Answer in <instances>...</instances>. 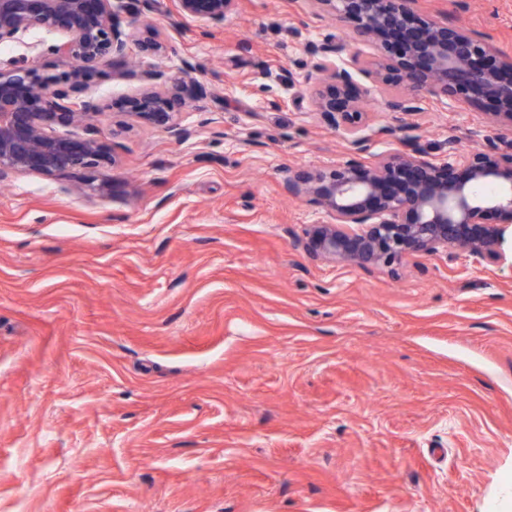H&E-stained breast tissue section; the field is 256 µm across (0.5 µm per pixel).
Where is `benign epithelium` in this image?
<instances>
[{"label": "benign epithelium", "instance_id": "7a95c632", "mask_svg": "<svg viewBox=\"0 0 512 512\" xmlns=\"http://www.w3.org/2000/svg\"><path fill=\"white\" fill-rule=\"evenodd\" d=\"M236 0H170L180 17L221 22ZM351 26L353 40L379 46L381 55L363 64L319 63L314 110L346 135L349 153L330 173L296 170L288 194L306 197L328 217L311 224L303 249L321 260L359 267L393 265L413 254L455 250L488 265L505 259L503 243L512 226V139L490 141L470 154L448 140L444 163L426 159L415 147L418 126L410 121L427 101L451 98L485 111L487 123L512 136V56L490 38L448 19L422 16L417 0H309ZM33 28L64 39L50 50L70 66L65 79L46 77L21 61L0 66V181L38 173L78 178L107 161L100 107L83 95L94 69L131 51L154 57L165 43L149 22L127 29L114 0H0V44ZM406 94L388 100L393 121L379 129L408 145L403 151L363 161L368 141L361 107L368 89L358 76ZM126 113L160 126L177 140L190 132L175 122L172 97L147 90L123 103ZM81 126L83 137L56 133ZM498 223H487L488 216Z\"/></svg>", "mask_w": 512, "mask_h": 512}]
</instances>
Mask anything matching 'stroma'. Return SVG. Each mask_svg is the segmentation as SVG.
Returning <instances> with one entry per match:
<instances>
[{
    "label": "stroma",
    "mask_w": 512,
    "mask_h": 512,
    "mask_svg": "<svg viewBox=\"0 0 512 512\" xmlns=\"http://www.w3.org/2000/svg\"><path fill=\"white\" fill-rule=\"evenodd\" d=\"M168 7L141 65L183 86L189 138L123 114L144 86L118 61L87 89L110 162L0 182V512H512V263L364 269L299 245L326 216L289 173L348 153L307 47L376 48L306 0L205 24ZM418 10L512 55V0ZM59 39L31 30L0 63L61 75ZM392 94L364 100L369 156L402 148L378 133ZM414 122L437 163L498 134L449 99Z\"/></svg>",
    "instance_id": "stroma-1"
}]
</instances>
